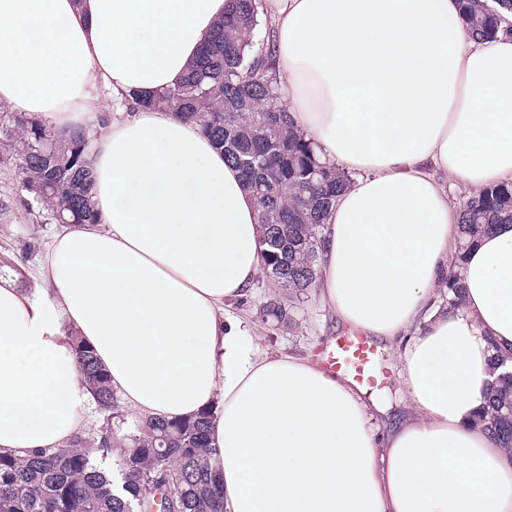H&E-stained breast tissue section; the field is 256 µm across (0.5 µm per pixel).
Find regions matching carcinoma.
<instances>
[{"label": "carcinoma", "mask_w": 512, "mask_h": 512, "mask_svg": "<svg viewBox=\"0 0 512 512\" xmlns=\"http://www.w3.org/2000/svg\"><path fill=\"white\" fill-rule=\"evenodd\" d=\"M469 33L501 30L512 0H459ZM257 0H236L211 43L177 87L137 97L134 108H164L196 123L224 148L253 192L263 229L264 269L302 296L316 285L319 227L347 178L319 162L278 102L269 37L256 36ZM90 138L83 128L55 130L39 117L0 110V148L18 161L30 203L57 224H97ZM460 249L480 232L512 221V182L470 193L460 205ZM456 256L444 287L460 293ZM82 385L103 423L67 447L24 457L0 453V512H224V488L213 470L212 406L193 417L136 420L118 434V399L93 350L76 349ZM481 422L512 448V374L487 393Z\"/></svg>", "instance_id": "obj_1"}]
</instances>
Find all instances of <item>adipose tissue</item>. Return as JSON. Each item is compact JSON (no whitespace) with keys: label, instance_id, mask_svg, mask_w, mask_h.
Returning a JSON list of instances; mask_svg holds the SVG:
<instances>
[{"label":"adipose tissue","instance_id":"ef3b65f1","mask_svg":"<svg viewBox=\"0 0 512 512\" xmlns=\"http://www.w3.org/2000/svg\"><path fill=\"white\" fill-rule=\"evenodd\" d=\"M234 6L0 0V106L59 128L105 113L100 223L54 234L41 294L0 277V452L81 431L78 340L130 410L219 407L224 512H512V448L479 422L512 355V224L461 248L451 196L512 181V33L472 37L458 0H261L279 102L349 176L320 227L321 299L401 361L409 405L381 430L363 387L265 353L231 314L263 268L255 200L197 124L129 105L175 87Z\"/></svg>","mask_w":512,"mask_h":512}]
</instances>
